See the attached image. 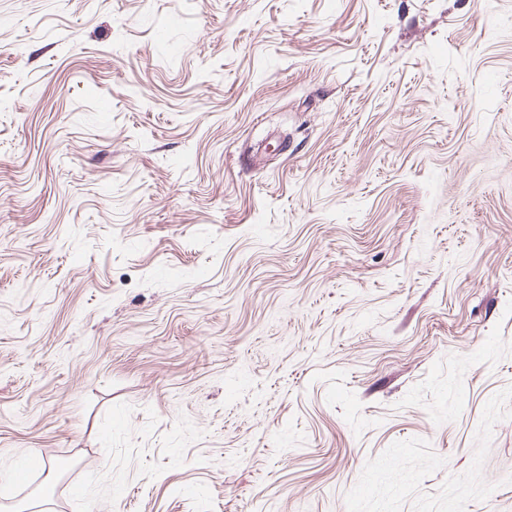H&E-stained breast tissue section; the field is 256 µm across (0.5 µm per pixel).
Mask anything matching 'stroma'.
<instances>
[{"mask_svg":"<svg viewBox=\"0 0 512 512\" xmlns=\"http://www.w3.org/2000/svg\"><path fill=\"white\" fill-rule=\"evenodd\" d=\"M512 512V0H0V512Z\"/></svg>","mask_w":512,"mask_h":512,"instance_id":"1","label":"stroma"}]
</instances>
